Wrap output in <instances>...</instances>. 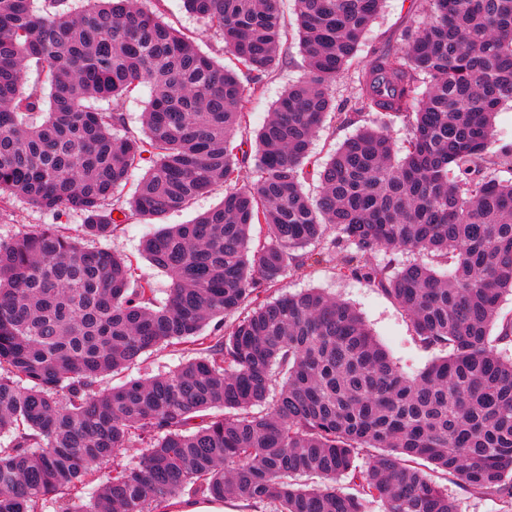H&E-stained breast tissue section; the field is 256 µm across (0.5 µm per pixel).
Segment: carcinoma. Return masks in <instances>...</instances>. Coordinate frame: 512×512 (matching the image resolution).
<instances>
[{
  "instance_id": "obj_1",
  "label": "carcinoma",
  "mask_w": 512,
  "mask_h": 512,
  "mask_svg": "<svg viewBox=\"0 0 512 512\" xmlns=\"http://www.w3.org/2000/svg\"><path fill=\"white\" fill-rule=\"evenodd\" d=\"M281 2L184 0L222 35L226 68L137 0H0L1 204L78 211L103 238L227 187L217 208L143 241L171 279L162 305L132 260L54 224L0 239V512H167L184 494L244 512H458L437 474L512 500V357L499 349L512 319L492 335L512 294V151H489L512 102V0H419L404 46L370 51L353 114L338 113L358 130L317 164L332 85L383 0H294L306 77L250 155L234 137L279 64ZM140 86L135 135L123 103ZM136 169L125 207L115 193ZM323 262L387 295L446 355L409 374L349 304L270 296ZM164 344L193 357L98 388ZM134 446L136 464L110 468Z\"/></svg>"
}]
</instances>
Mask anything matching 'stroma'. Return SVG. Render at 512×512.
<instances>
[{
  "mask_svg": "<svg viewBox=\"0 0 512 512\" xmlns=\"http://www.w3.org/2000/svg\"><path fill=\"white\" fill-rule=\"evenodd\" d=\"M413 3L414 0H385L377 20L360 44L353 66L338 76L332 86V94L337 104H344L356 95L358 68L366 63L373 46L388 42L394 47H403V35L415 19ZM142 5L158 12L166 23L195 41L203 52L218 63L229 64L230 57L224 52V42L220 35L210 29L204 20L189 13L183 0H143ZM281 10L284 35L280 64L267 78L263 93L252 101L247 117L248 131L242 136L243 147L248 151L254 148L253 131L267 120L275 101L289 85L304 76L293 0H282ZM224 192V184H216L209 193L197 197L186 208L167 214L163 221H147L135 217L123 224L114 236L92 239L91 244L136 257L139 275L153 281L157 301L165 302L171 281L147 260L140 258L139 248L142 241L161 226L191 223L198 215L218 206L224 198ZM45 224L60 225L75 237L84 235V217L76 211H46L21 199L11 200L6 208L0 209L1 239L18 236ZM280 287L282 291L290 293L318 288L349 303L361 315L393 361L406 371H421L433 357L432 352L419 346L409 318L390 298L364 281L340 275L332 264L323 263L287 276ZM185 359L182 351L162 346L141 355L119 374L105 377L101 386L107 389L115 383L146 379L168 372L182 364Z\"/></svg>",
  "mask_w": 512,
  "mask_h": 512,
  "instance_id": "stroma-1",
  "label": "stroma"
}]
</instances>
